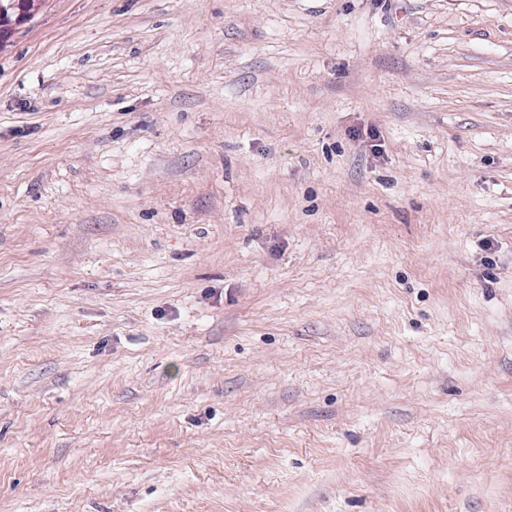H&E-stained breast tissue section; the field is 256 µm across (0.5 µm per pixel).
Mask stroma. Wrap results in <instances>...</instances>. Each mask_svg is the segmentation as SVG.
Instances as JSON below:
<instances>
[{
    "label": "stroma",
    "mask_w": 512,
    "mask_h": 512,
    "mask_svg": "<svg viewBox=\"0 0 512 512\" xmlns=\"http://www.w3.org/2000/svg\"><path fill=\"white\" fill-rule=\"evenodd\" d=\"M0 512H512V0L16 25Z\"/></svg>",
    "instance_id": "35a3bbf8"
}]
</instances>
